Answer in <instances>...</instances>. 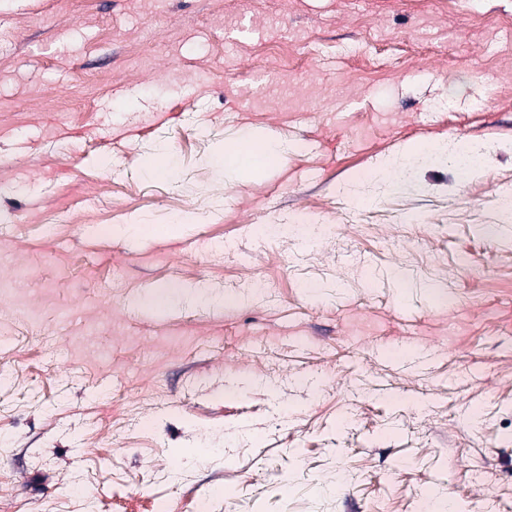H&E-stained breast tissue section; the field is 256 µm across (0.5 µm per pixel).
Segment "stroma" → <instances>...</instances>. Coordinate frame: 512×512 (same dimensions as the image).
<instances>
[{
    "label": "stroma",
    "instance_id": "1",
    "mask_svg": "<svg viewBox=\"0 0 512 512\" xmlns=\"http://www.w3.org/2000/svg\"><path fill=\"white\" fill-rule=\"evenodd\" d=\"M509 82L512 0H0V512H512ZM281 159V151L273 141L249 136L224 141L210 162L226 180L274 168ZM313 222L307 212H302L301 214L296 215L289 224H298L293 225L299 227L304 230V232L310 236L311 238H320L325 234V227L321 224H315ZM289 224H281V225H273L269 229H264L267 233L278 234L283 230L281 226L289 225Z\"/></svg>",
    "mask_w": 512,
    "mask_h": 512
}]
</instances>
